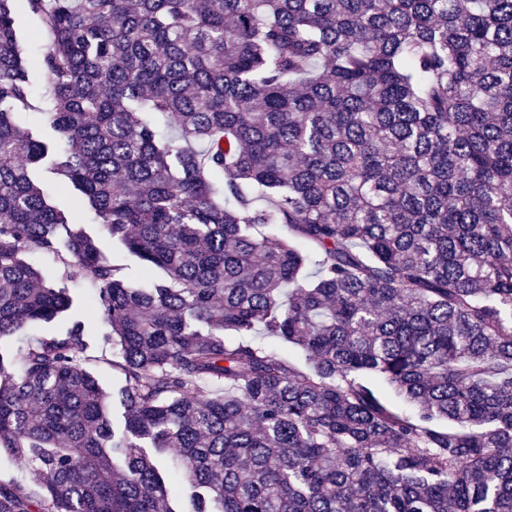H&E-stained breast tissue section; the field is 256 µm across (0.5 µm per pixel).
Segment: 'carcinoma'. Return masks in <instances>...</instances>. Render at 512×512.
Returning a JSON list of instances; mask_svg holds the SVG:
<instances>
[{"label":"carcinoma","instance_id":"1","mask_svg":"<svg viewBox=\"0 0 512 512\" xmlns=\"http://www.w3.org/2000/svg\"><path fill=\"white\" fill-rule=\"evenodd\" d=\"M14 2L0 338L62 329L16 373L0 353V454L40 488L0 481V512H512V0H21L41 100ZM73 265L110 391L82 366ZM15 18L23 34L27 36L24 51L31 63L32 87L37 96L43 95L46 90V82L42 72L37 67V59L44 52L46 40L37 32V24L29 17L25 10L18 6L15 11ZM18 123L44 139H54L57 137L56 132L50 124L38 113H24L18 115ZM44 188L50 195L57 198V202L69 209L77 217L78 224L82 225L90 233H99L98 226L91 219L89 211L77 194L68 193L60 183L50 176L44 179ZM100 242L103 251L112 259V263L125 268L127 279L133 287H143L148 284L147 272L134 257L106 237H100ZM73 278L69 281L68 287L75 297L74 304L70 310L71 319L87 321L93 336H90L92 346L85 354L84 366L91 371L106 389H112L119 380V374L112 369V360L115 359L112 349L102 345L98 333L102 329L99 322L93 321V313L86 301L87 279L78 266L71 268Z\"/></svg>","mask_w":512,"mask_h":512}]
</instances>
